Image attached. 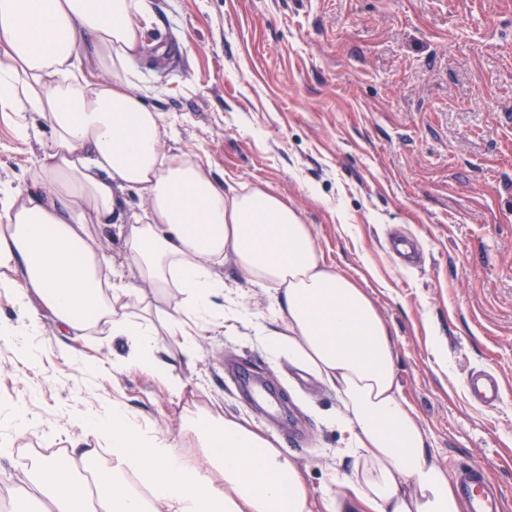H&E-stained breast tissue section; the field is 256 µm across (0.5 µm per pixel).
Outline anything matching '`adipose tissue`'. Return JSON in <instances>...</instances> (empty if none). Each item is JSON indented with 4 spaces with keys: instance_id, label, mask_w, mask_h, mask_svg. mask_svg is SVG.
Here are the masks:
<instances>
[{
    "instance_id": "ef3b65f1",
    "label": "adipose tissue",
    "mask_w": 512,
    "mask_h": 512,
    "mask_svg": "<svg viewBox=\"0 0 512 512\" xmlns=\"http://www.w3.org/2000/svg\"><path fill=\"white\" fill-rule=\"evenodd\" d=\"M146 13L145 0H0V111L36 114L14 134L40 145L27 178L0 182V299L16 313L0 316V340L42 335L47 312L62 335L125 338L129 353L113 361V372L135 363L169 377L180 398L175 355L194 356L202 332L250 329L271 354L335 391L332 423L341 455L353 461L338 484L351 512H462L401 395L390 332L365 289L325 261L310 226L278 196L258 187L224 191L199 155L164 150L177 118L133 90ZM86 68L108 81L91 84ZM127 188L141 211H123L118 193ZM109 233L123 239L138 282L102 247ZM228 257L269 291L268 312L252 311L226 287L216 268ZM147 287L160 300L173 290L182 297L161 324L125 311ZM162 331L178 337V353H161ZM182 419L200 458H185L176 439L122 402L105 416L80 417L115 463L95 477L90 499L78 489V462L89 449L43 457L32 471L43 512H313L295 460L261 429L200 405ZM127 469L148 496L127 488Z\"/></svg>"
}]
</instances>
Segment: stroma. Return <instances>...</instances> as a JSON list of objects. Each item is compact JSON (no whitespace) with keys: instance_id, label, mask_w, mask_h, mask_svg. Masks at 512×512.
<instances>
[{"instance_id":"obj_1","label":"stroma","mask_w":512,"mask_h":512,"mask_svg":"<svg viewBox=\"0 0 512 512\" xmlns=\"http://www.w3.org/2000/svg\"><path fill=\"white\" fill-rule=\"evenodd\" d=\"M136 89L160 112L187 115L171 153L193 152L224 187H261L313 227L325 260L358 281L395 342L397 382L449 473L481 464L512 512V0H148ZM0 111V180L31 164L35 141ZM344 222H337V213ZM420 246L401 266L387 240ZM35 337L38 357L0 342V409L22 405L31 433L0 429V502L30 488L34 461L69 450L73 410L121 401L200 455L185 403L213 404L260 427L299 464L314 503L352 461L326 418L333 390L251 330L199 339L177 358L176 398L137 369L113 375L124 339ZM450 371L434 363L433 341ZM487 370L501 393L470 399ZM259 377L285 413L273 422L241 387Z\"/></svg>"}]
</instances>
